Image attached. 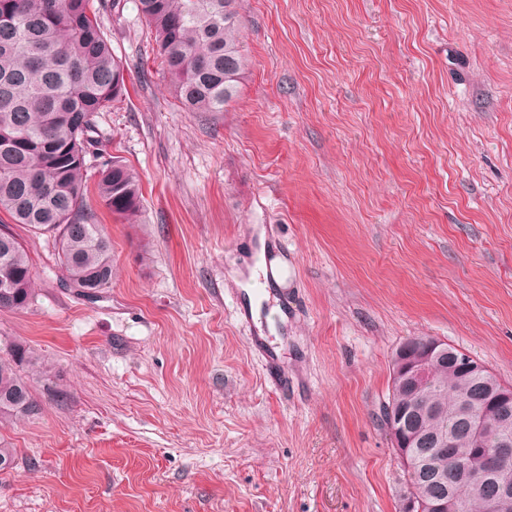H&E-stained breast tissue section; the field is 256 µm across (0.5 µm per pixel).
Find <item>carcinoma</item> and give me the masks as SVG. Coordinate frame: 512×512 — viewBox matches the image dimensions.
I'll return each mask as SVG.
<instances>
[{"instance_id": "obj_1", "label": "carcinoma", "mask_w": 512, "mask_h": 512, "mask_svg": "<svg viewBox=\"0 0 512 512\" xmlns=\"http://www.w3.org/2000/svg\"><path fill=\"white\" fill-rule=\"evenodd\" d=\"M160 60L178 101L190 112H222L235 97L247 66L239 40L235 0H138ZM95 0H0V213L37 235L53 237L58 265L80 294L102 293L112 285V243L104 227L93 223L85 198L88 156L96 150L95 118L126 92L124 64L114 53L98 21ZM98 196L122 221L136 223L142 207L137 173L122 161L99 165ZM0 309L22 310L32 299L33 267L24 242L0 232ZM447 346L430 381L412 390H395L399 405L432 402L443 416L409 419L424 442L448 436V453L470 455V475L461 485L448 477L450 461L431 449L415 456L406 471L408 494L438 497L447 512H492L498 495L482 478L485 449L512 442V397L505 406L508 424L480 447L472 440V422L457 410L461 398L478 414L483 403L509 386L490 371L466 372ZM51 383L49 372L22 344L0 348V422L35 416L34 384Z\"/></svg>"}]
</instances>
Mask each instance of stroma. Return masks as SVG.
Here are the masks:
<instances>
[{
	"instance_id": "obj_1",
	"label": "stroma",
	"mask_w": 512,
	"mask_h": 512,
	"mask_svg": "<svg viewBox=\"0 0 512 512\" xmlns=\"http://www.w3.org/2000/svg\"><path fill=\"white\" fill-rule=\"evenodd\" d=\"M236 8L239 92L190 112L136 0H102L128 94L96 130L142 209L92 199L117 268L93 302L51 239L8 227L33 300L0 309V337L54 389L0 425V512H404L381 420L396 350L431 337L512 384V0ZM263 258L281 273L252 300Z\"/></svg>"
}]
</instances>
